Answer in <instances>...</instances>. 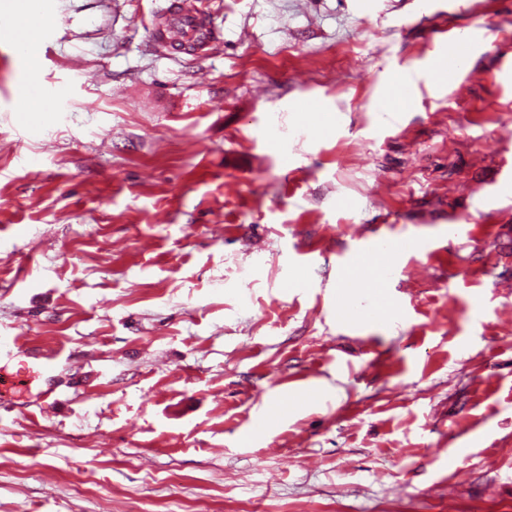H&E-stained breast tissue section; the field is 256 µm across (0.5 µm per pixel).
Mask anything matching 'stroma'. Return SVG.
Listing matches in <instances>:
<instances>
[{"label": "stroma", "instance_id": "stroma-1", "mask_svg": "<svg viewBox=\"0 0 512 512\" xmlns=\"http://www.w3.org/2000/svg\"><path fill=\"white\" fill-rule=\"evenodd\" d=\"M41 2L0 0V512H512V0H186L177 53L171 0ZM192 34L189 17L175 12L168 26L162 31L161 39L164 45L173 50L179 48L180 43H185ZM377 253L375 252H366L361 254L360 256L354 258L349 264L348 268L351 269H359L361 272H364L365 279L373 284L372 288V297L376 302H379V282L374 275L373 272H377V265L374 262V257Z\"/></svg>", "mask_w": 512, "mask_h": 512}]
</instances>
